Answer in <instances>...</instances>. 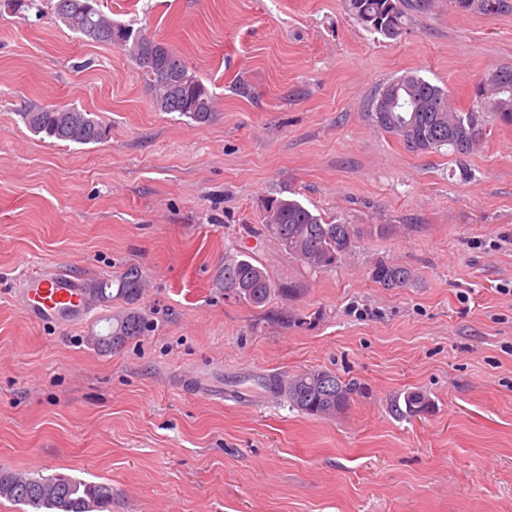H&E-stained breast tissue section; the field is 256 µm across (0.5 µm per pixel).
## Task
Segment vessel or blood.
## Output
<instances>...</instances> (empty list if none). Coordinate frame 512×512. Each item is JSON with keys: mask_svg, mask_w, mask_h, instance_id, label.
<instances>
[{"mask_svg": "<svg viewBox=\"0 0 512 512\" xmlns=\"http://www.w3.org/2000/svg\"><path fill=\"white\" fill-rule=\"evenodd\" d=\"M23 295L27 315L46 324L65 325L86 313L82 290L58 273L29 276Z\"/></svg>", "mask_w": 512, "mask_h": 512, "instance_id": "1", "label": "vessel or blood"}]
</instances>
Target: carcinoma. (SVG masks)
<instances>
[{
  "label": "carcinoma",
  "instance_id": "cac0c4a2",
  "mask_svg": "<svg viewBox=\"0 0 512 512\" xmlns=\"http://www.w3.org/2000/svg\"><path fill=\"white\" fill-rule=\"evenodd\" d=\"M463 12L494 15L512 10V0H450ZM349 13L363 26L389 39L402 36L408 10L422 8V0H346ZM54 13L80 38L92 43L124 48L148 80L153 106L158 112L177 113L198 124L213 118V98L203 81L169 47L155 58V40L114 23L98 9L97 0H54ZM380 93L394 96L392 111L379 117L370 113L375 126L398 138L404 148L416 154L451 149L458 161L467 158L482 137L479 113L492 112L504 124H512V65H503L482 75L473 86L476 107L459 110L450 103L442 87L407 73L384 86ZM24 125L34 134L62 142L89 145L106 137V127L75 105L45 107L27 104L18 111ZM265 230L276 239L288 257L310 270L335 267L352 251L360 230L355 224H336L312 212L300 201L272 198L265 206ZM372 279L385 288H406L413 271L403 265L379 263ZM216 287L227 291L237 287L242 301L254 307L272 298L292 299L301 288L297 282H276L266 271L242 253H227L215 275ZM91 306L121 301L124 307L109 317L110 331L92 336L103 352L122 347L149 332L150 322L139 309L143 276L129 268L115 278H102L84 288ZM260 385L283 397L292 407L312 417H330L345 412L358 392L354 380H343L335 372L311 368L287 380L264 378ZM433 407L422 391H408L390 400L393 415L411 419L428 414ZM0 498L22 504L32 512H112V485L87 482L66 474L34 476L0 469Z\"/></svg>",
  "mask_w": 512,
  "mask_h": 512
}]
</instances>
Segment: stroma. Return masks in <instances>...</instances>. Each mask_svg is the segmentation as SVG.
<instances>
[{"label": "stroma", "mask_w": 512, "mask_h": 512, "mask_svg": "<svg viewBox=\"0 0 512 512\" xmlns=\"http://www.w3.org/2000/svg\"><path fill=\"white\" fill-rule=\"evenodd\" d=\"M100 2L174 49L215 116L156 111L126 51L84 41L49 0H0V468L111 484L112 512H512V126L485 114L461 166L369 117L408 72L472 108L475 81L512 63V12L429 0L389 40L345 0ZM27 102L76 104L109 134H33ZM288 196L358 225L336 268L264 233L265 201ZM229 248L300 294L225 297ZM379 262L413 284L375 283ZM131 266L153 328L115 352L88 341L111 308L67 326L24 313L26 276L83 288ZM313 367L361 382L344 413L259 386ZM416 389L432 412L394 417L390 398Z\"/></svg>", "instance_id": "obj_1"}]
</instances>
